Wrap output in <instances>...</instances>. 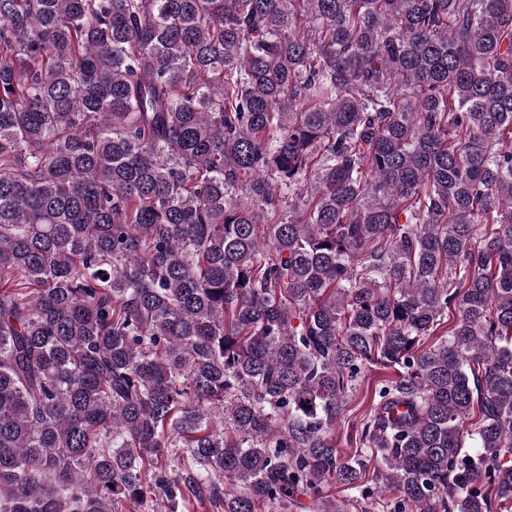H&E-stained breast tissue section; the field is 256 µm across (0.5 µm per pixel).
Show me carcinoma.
I'll use <instances>...</instances> for the list:
<instances>
[{"mask_svg":"<svg viewBox=\"0 0 512 512\" xmlns=\"http://www.w3.org/2000/svg\"><path fill=\"white\" fill-rule=\"evenodd\" d=\"M0 283V512H512V0H0ZM392 374V370L382 368H373L372 371L365 372L364 376L362 375L360 378L356 390L348 398L345 421L341 427H336V448L344 455L353 454L356 449L355 435L357 432L355 427L367 412L371 393L372 391L374 392L375 385L378 381L387 379ZM349 439H351V443Z\"/></svg>","mask_w":512,"mask_h":512,"instance_id":"carcinoma-1","label":"carcinoma"}]
</instances>
